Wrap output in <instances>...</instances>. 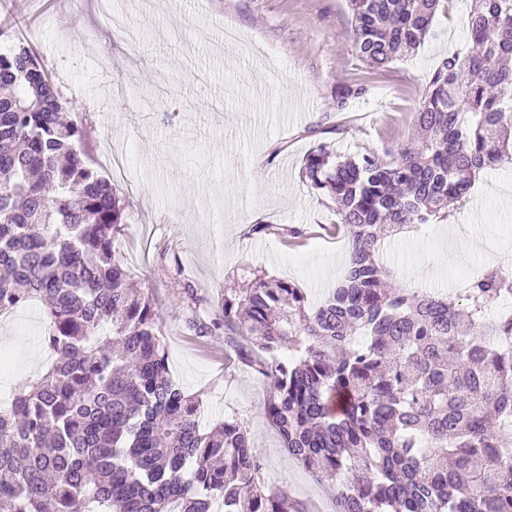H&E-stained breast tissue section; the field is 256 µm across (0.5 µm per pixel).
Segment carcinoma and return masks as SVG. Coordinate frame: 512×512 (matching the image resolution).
Here are the masks:
<instances>
[{"mask_svg":"<svg viewBox=\"0 0 512 512\" xmlns=\"http://www.w3.org/2000/svg\"><path fill=\"white\" fill-rule=\"evenodd\" d=\"M356 58L382 72L424 43L449 0H348ZM472 47L442 59L417 136L382 152L321 143L311 186L349 242L342 284L311 307L257 275L221 317L173 278L186 330L269 386L288 454L336 488V512H512V272L451 296L385 285L386 230L448 218L485 169L512 163V0H470ZM42 59L0 23V315L43 307L54 359L0 409V512H310L265 485L236 419L201 427L171 380L152 296L113 243L125 208L84 159L82 122Z\"/></svg>","mask_w":512,"mask_h":512,"instance_id":"obj_1","label":"carcinoma"}]
</instances>
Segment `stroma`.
I'll use <instances>...</instances> for the list:
<instances>
[{"label":"stroma","instance_id":"1","mask_svg":"<svg viewBox=\"0 0 512 512\" xmlns=\"http://www.w3.org/2000/svg\"><path fill=\"white\" fill-rule=\"evenodd\" d=\"M86 130V155L130 146L109 177L125 201L114 249L160 313L173 380L203 404L201 424L243 422L263 478L314 512H336L332 487L289 458L265 416L268 386L224 351V333L185 329L162 251L175 253L199 295L220 298L265 274L317 304L345 275L348 243L334 201L314 189L305 160L318 143L345 154L382 151L412 131L417 100L440 61L469 44L470 0H450L431 36L345 109L336 99L362 73L347 0H8ZM265 224L255 235L252 225ZM303 230L289 243L282 230ZM394 281L448 292V274L512 264V165L485 172L447 220L395 235ZM45 317L30 304L0 317V396L41 375Z\"/></svg>","mask_w":512,"mask_h":512}]
</instances>
